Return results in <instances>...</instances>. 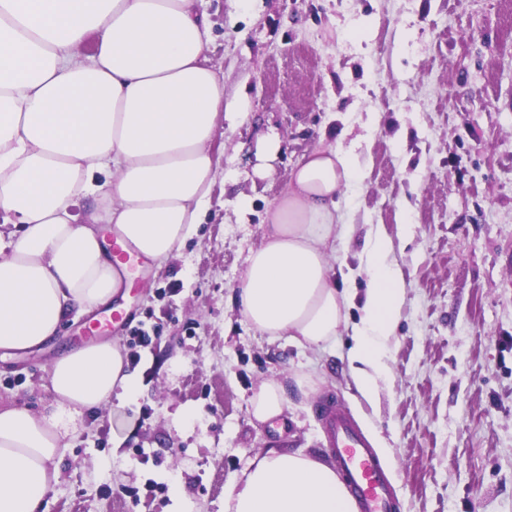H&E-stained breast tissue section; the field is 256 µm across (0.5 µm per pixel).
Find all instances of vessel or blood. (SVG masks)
Instances as JSON below:
<instances>
[{
	"label": "vessel or blood",
	"mask_w": 512,
	"mask_h": 512,
	"mask_svg": "<svg viewBox=\"0 0 512 512\" xmlns=\"http://www.w3.org/2000/svg\"><path fill=\"white\" fill-rule=\"evenodd\" d=\"M321 416L329 453L345 478L346 490L358 512H397L399 501L376 453L342 407L324 402Z\"/></svg>",
	"instance_id": "b4317fda"
}]
</instances>
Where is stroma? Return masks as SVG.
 <instances>
[{"label":"stroma","instance_id":"stroma-1","mask_svg":"<svg viewBox=\"0 0 512 512\" xmlns=\"http://www.w3.org/2000/svg\"><path fill=\"white\" fill-rule=\"evenodd\" d=\"M225 102L210 208L166 268L134 278L111 307L65 321L55 344L0 360V404L55 402L59 348L118 340L137 391L83 414L40 512H224L225 492L269 448L325 457L319 406L342 405L384 466L400 512H512V0H202ZM280 151L254 174L269 133ZM342 144L367 177L336 262L358 266L370 226L394 236L401 320L375 403L324 350L271 340L237 303L269 205L312 148ZM415 226L397 238L402 213ZM148 345L131 344L134 328ZM309 387L299 391L296 378ZM277 379L283 427L250 399Z\"/></svg>","mask_w":512,"mask_h":512}]
</instances>
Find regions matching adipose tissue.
<instances>
[{
	"label": "adipose tissue",
	"instance_id": "obj_1",
	"mask_svg": "<svg viewBox=\"0 0 512 512\" xmlns=\"http://www.w3.org/2000/svg\"><path fill=\"white\" fill-rule=\"evenodd\" d=\"M209 45L197 0H0V223L22 227L0 244V351L38 349L71 313L125 299L130 271L113 263L108 237L159 269L195 235L224 111ZM364 178L350 151L313 149L269 208L237 291L245 320L273 338L319 350L351 327L350 376L371 403L406 283L386 262L391 237L368 235L361 316L349 323L356 291L339 285L333 261L341 203ZM48 379L49 410L0 407V512H40L59 478L69 413L136 391L113 340L63 351ZM287 403L284 384L265 381L252 416L274 420ZM224 512L357 508L328 464L271 448L227 491Z\"/></svg>",
	"mask_w": 512,
	"mask_h": 512
}]
</instances>
